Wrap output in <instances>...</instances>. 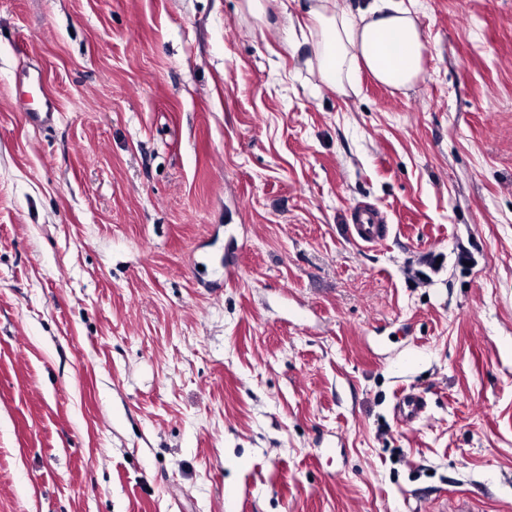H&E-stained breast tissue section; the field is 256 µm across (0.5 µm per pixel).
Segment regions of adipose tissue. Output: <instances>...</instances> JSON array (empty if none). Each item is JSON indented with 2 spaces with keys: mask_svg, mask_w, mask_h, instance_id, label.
<instances>
[{
  "mask_svg": "<svg viewBox=\"0 0 512 512\" xmlns=\"http://www.w3.org/2000/svg\"><path fill=\"white\" fill-rule=\"evenodd\" d=\"M287 31L303 27V40L323 83L345 96L355 90L361 71L395 89L411 87L423 75L424 32L403 0H372L351 12L337 0H311L304 18L283 13Z\"/></svg>",
  "mask_w": 512,
  "mask_h": 512,
  "instance_id": "adipose-tissue-1",
  "label": "adipose tissue"
}]
</instances>
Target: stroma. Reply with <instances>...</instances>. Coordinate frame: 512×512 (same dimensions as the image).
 Returning a JSON list of instances; mask_svg holds the SVG:
<instances>
[{
    "label": "stroma",
    "instance_id": "obj_1",
    "mask_svg": "<svg viewBox=\"0 0 512 512\" xmlns=\"http://www.w3.org/2000/svg\"><path fill=\"white\" fill-rule=\"evenodd\" d=\"M419 2L340 96L245 0H0V512H512V0ZM382 221V216L376 208H364L351 225L352 236L361 244L377 245L385 239L388 232L387 225L381 224ZM424 409L423 397L413 392H407L399 399L394 413L399 422L409 425L422 416Z\"/></svg>",
    "mask_w": 512,
    "mask_h": 512
}]
</instances>
